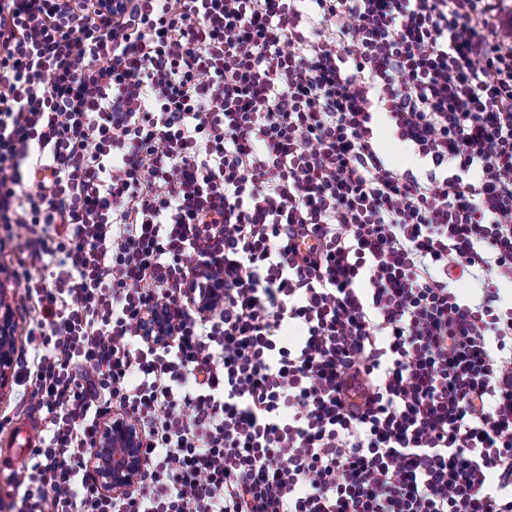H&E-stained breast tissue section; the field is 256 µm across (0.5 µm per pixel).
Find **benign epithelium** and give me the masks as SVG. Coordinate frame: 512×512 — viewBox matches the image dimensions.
Here are the masks:
<instances>
[{
    "label": "benign epithelium",
    "mask_w": 512,
    "mask_h": 512,
    "mask_svg": "<svg viewBox=\"0 0 512 512\" xmlns=\"http://www.w3.org/2000/svg\"><path fill=\"white\" fill-rule=\"evenodd\" d=\"M222 295V289L210 288L202 293L194 306L207 314ZM16 330L17 322L10 306L0 299V401L12 388ZM146 331L152 341L163 343L168 339L169 322L163 310L146 318ZM145 445V435L130 417L117 413L105 419L88 459L91 481L114 497L130 493L139 486L142 478Z\"/></svg>",
    "instance_id": "obj_1"
}]
</instances>
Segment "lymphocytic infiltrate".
Masks as SVG:
<instances>
[{"label":"lymphocytic infiltrate","instance_id":"1","mask_svg":"<svg viewBox=\"0 0 512 512\" xmlns=\"http://www.w3.org/2000/svg\"><path fill=\"white\" fill-rule=\"evenodd\" d=\"M509 13L0 0V233L48 429L13 512H512ZM115 409L147 438L122 498L86 468ZM146 331L151 341L163 343L168 339L169 322L166 314L161 308L156 312L150 313L146 319Z\"/></svg>","mask_w":512,"mask_h":512}]
</instances>
